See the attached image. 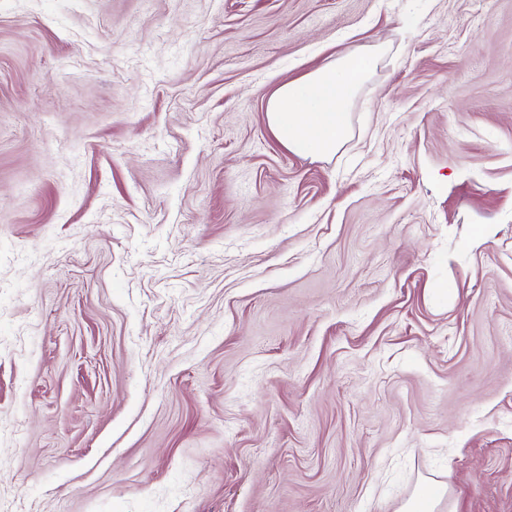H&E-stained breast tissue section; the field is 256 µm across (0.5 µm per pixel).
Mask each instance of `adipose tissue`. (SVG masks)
I'll return each instance as SVG.
<instances>
[{
  "label": "adipose tissue",
  "instance_id": "1",
  "mask_svg": "<svg viewBox=\"0 0 512 512\" xmlns=\"http://www.w3.org/2000/svg\"><path fill=\"white\" fill-rule=\"evenodd\" d=\"M381 52L378 46L348 50L337 60L278 87L266 106L274 137L302 157L335 154L345 134L349 106Z\"/></svg>",
  "mask_w": 512,
  "mask_h": 512
}]
</instances>
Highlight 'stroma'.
Wrapping results in <instances>:
<instances>
[{"instance_id": "1", "label": "stroma", "mask_w": 512, "mask_h": 512, "mask_svg": "<svg viewBox=\"0 0 512 512\" xmlns=\"http://www.w3.org/2000/svg\"><path fill=\"white\" fill-rule=\"evenodd\" d=\"M434 496L512 512V0H0V512ZM381 52V46L350 49L337 60L278 87L265 113L274 137L302 157L335 154L345 134L352 99Z\"/></svg>"}]
</instances>
